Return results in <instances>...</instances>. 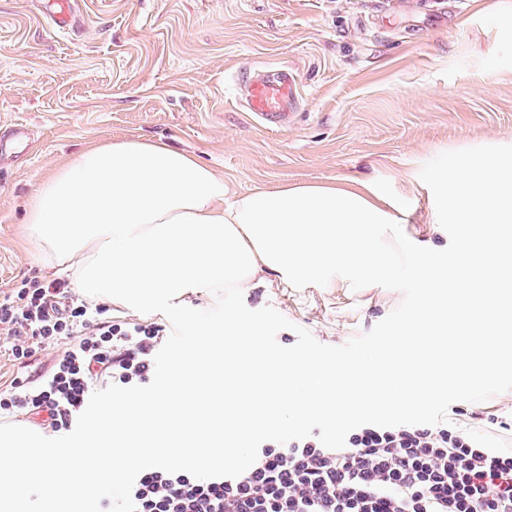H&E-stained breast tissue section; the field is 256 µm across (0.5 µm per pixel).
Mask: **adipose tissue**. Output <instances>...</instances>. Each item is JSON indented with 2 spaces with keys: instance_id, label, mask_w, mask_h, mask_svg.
<instances>
[{
  "instance_id": "adipose-tissue-1",
  "label": "adipose tissue",
  "mask_w": 512,
  "mask_h": 512,
  "mask_svg": "<svg viewBox=\"0 0 512 512\" xmlns=\"http://www.w3.org/2000/svg\"><path fill=\"white\" fill-rule=\"evenodd\" d=\"M435 182V222L464 230L444 277L433 242L407 234L404 203L372 182L285 185L231 197L222 174L160 142L116 141L68 161L29 198L23 234L87 298L128 308L170 303L196 288H246L268 275L286 284L342 289L360 278L394 288L398 271H411L423 303L407 313L393 346L360 368L330 369L300 355L276 380L253 373L234 385L236 404L261 397L281 417L297 413L335 425L373 405L427 404L441 362L460 382L477 360L494 374L493 348L512 343L503 330L512 324V303L503 296L512 284V251L500 240L501 225L512 223V144L449 155ZM448 280L460 288L458 313L435 321L464 345L450 355L423 327ZM206 332L209 345L175 366L194 386L136 392L102 406L83 442H60L24 424L0 426V512H27L34 487L54 499L111 489L120 464L206 470L221 462L225 432L241 428L236 405L201 428L197 448L182 445L190 416L211 404L225 355H253L264 342L254 327L235 322ZM138 437L163 444L138 448Z\"/></svg>"
}]
</instances>
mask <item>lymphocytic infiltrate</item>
<instances>
[{
  "label": "lymphocytic infiltrate",
  "instance_id": "1",
  "mask_svg": "<svg viewBox=\"0 0 512 512\" xmlns=\"http://www.w3.org/2000/svg\"><path fill=\"white\" fill-rule=\"evenodd\" d=\"M166 334L162 324L113 319L109 304L64 282L23 280L0 296V346L24 366L51 345L62 351L40 380L12 381L0 418L69 431L94 390L149 383ZM132 498L136 512H512V448L459 423L365 425L337 450L314 435L264 442L235 478L148 469Z\"/></svg>",
  "mask_w": 512,
  "mask_h": 512
}]
</instances>
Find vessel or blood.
Segmentation results:
<instances>
[{
	"instance_id": "b4317fda",
	"label": "vessel or blood",
	"mask_w": 512,
	"mask_h": 512,
	"mask_svg": "<svg viewBox=\"0 0 512 512\" xmlns=\"http://www.w3.org/2000/svg\"><path fill=\"white\" fill-rule=\"evenodd\" d=\"M296 91L294 77L288 70L258 76L252 78L247 87V107L265 127L283 128L292 119L288 101Z\"/></svg>"
}]
</instances>
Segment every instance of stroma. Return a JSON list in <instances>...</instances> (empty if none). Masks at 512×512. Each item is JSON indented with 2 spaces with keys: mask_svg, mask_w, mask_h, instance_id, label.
<instances>
[{
  "mask_svg": "<svg viewBox=\"0 0 512 512\" xmlns=\"http://www.w3.org/2000/svg\"><path fill=\"white\" fill-rule=\"evenodd\" d=\"M60 34L48 0H0V127L36 133L0 162V294L69 280L19 236L30 195L56 167L120 139L160 141L224 177L228 194L344 177L408 195L430 219L432 175L467 144L512 142V0H74ZM297 81L287 127L244 107L254 74ZM296 328L340 346L402 301L396 290L266 278L244 289Z\"/></svg>",
  "mask_w": 512,
  "mask_h": 512,
  "instance_id": "obj_1",
  "label": "stroma"
}]
</instances>
